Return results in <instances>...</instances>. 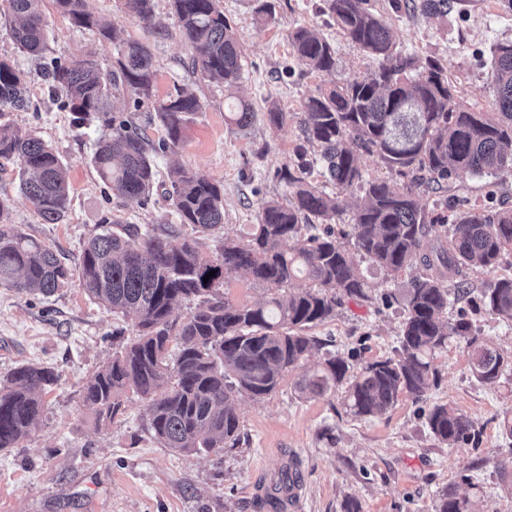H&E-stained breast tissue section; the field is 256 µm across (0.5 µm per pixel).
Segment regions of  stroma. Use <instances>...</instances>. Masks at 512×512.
<instances>
[{"instance_id":"stroma-1","label":"stroma","mask_w":512,"mask_h":512,"mask_svg":"<svg viewBox=\"0 0 512 512\" xmlns=\"http://www.w3.org/2000/svg\"><path fill=\"white\" fill-rule=\"evenodd\" d=\"M269 2L272 15L262 22L256 14L260 0H221L243 46L241 93L257 112L252 126L241 130L225 117L223 86L194 71L170 0H155L148 21L131 16L124 0H88L119 38L150 43L157 98L181 87L203 103L179 146L155 162L163 175L181 166L223 184L224 229L206 239L212 257L224 237L247 238L261 201L287 196L276 173L293 167L301 131L294 118L284 130L271 129L265 107L274 102L294 115L321 87L367 77L378 67L340 33L323 0ZM449 3L447 16L435 19L394 8L393 0H369V7L387 21L398 50L441 60L458 103L489 110L491 59L496 44L512 41V9L507 0ZM41 8L50 56L91 54L111 70L115 44L73 28L55 0H42ZM299 26L316 28L331 42L335 72L310 74L296 61L289 34ZM9 29L0 15V57L24 73L39 109L5 118L53 147L68 169L71 190L64 218L44 223L20 191L18 162L0 159V196L10 200L11 223L58 251L73 276L47 298L0 287V382L25 364L52 368L56 377L44 392L38 427L19 447L0 450V512H259L256 486L271 484L285 466L300 473L298 512H345L350 502L361 512H434L438 494L449 488L469 498L471 512H512V440L500 427L512 412V371L495 384L477 381L465 340H450L436 352L438 382L423 400L400 395L374 417L347 411L341 390L309 397L297 389V381L320 369L329 355L354 370L394 356L403 309L384 295L398 284L365 260L361 270L378 287L373 300L344 301L335 316L311 328L319 348L286 374L276 392L259 400L240 397L237 447L197 454L162 447L146 429L145 402L133 395L114 418L94 421L82 405V386L115 352L113 330L131 329L133 321L112 314L81 287L82 250L103 223L157 225L172 216L160 194L145 203L127 200L100 180L91 163L99 126H76L71 112L50 103L37 63L13 42ZM448 196L462 211L474 205L512 208V175L493 187L488 179L459 174L449 179ZM509 274L512 252L498 270H468L470 292L449 306L448 318H466L481 342L512 356V319L490 313L481 302L482 291ZM435 404L470 418L475 437L451 448L435 441L426 426Z\"/></svg>"}]
</instances>
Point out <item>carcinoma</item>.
Returning a JSON list of instances; mask_svg holds the SVG:
<instances>
[{
    "label": "carcinoma",
    "instance_id": "cac0c4a2",
    "mask_svg": "<svg viewBox=\"0 0 512 512\" xmlns=\"http://www.w3.org/2000/svg\"><path fill=\"white\" fill-rule=\"evenodd\" d=\"M14 19V41L27 53L47 50V21L40 0H4ZM61 13L79 30L94 31L102 41L116 40L115 31L89 9L87 0H56ZM126 10L148 20L154 0H125ZM179 30L192 52L193 68L232 92L243 75L241 42L224 16L220 0H171ZM430 17L448 14V0H421ZM325 11L360 50L379 59L378 69L362 80L320 90L300 109L303 144L296 148V168L279 173L292 200L271 199L259 209L245 242L224 239L212 260L196 237L171 242L173 225L122 224L89 238L80 257L81 283L114 312L130 314L135 336L82 387V400L96 420L113 418L129 390L147 402L148 430L165 448L186 453L222 452L239 438L237 395L261 399L280 385L286 372L317 348L307 330L333 316L343 300L370 298L372 285L336 238L332 221L337 198L308 180L307 145L321 148L324 176L341 190L360 188L364 201L350 224L357 251L395 278L419 266L422 272L402 289L405 318L397 355L348 374L336 356L323 369L299 382L309 396L344 387V401L356 416L388 410L406 392L422 399L436 383L432 358L452 338L466 341L473 373L486 384L497 382L509 362L471 334L461 317L448 313L449 286L468 290L466 270L493 271L512 250V209L448 210V201L431 209L421 206L424 192L448 189L457 173L498 177L512 175V42L495 46L490 70L495 99L489 111L459 105L441 61L406 55L396 49L385 19L365 7V0H326ZM290 45L308 72L336 70L332 44L315 29L295 28ZM154 57L143 41H127L118 50L116 67L102 72L95 59L54 58L46 70L51 93L79 122H99L103 134L92 165L99 178L118 195L146 201L154 190L170 202L179 225L199 233L222 228L224 185L207 175L177 168L168 181L158 178L154 156L177 147L200 98L179 90L154 102L155 116L166 136L152 144L133 121L109 116L112 90L122 86L138 104L150 99L155 81ZM30 106L25 75L0 58V108ZM229 121L249 127L253 105L233 97ZM290 113L273 103L265 110L277 130L288 126ZM364 153L395 174L368 179L358 165ZM0 158L20 165V189L42 220L55 224L67 210L70 183L55 150L31 132L0 122ZM10 204L0 197V285L19 292L50 296L68 284L69 266L45 244L8 221ZM440 228L437 244L423 251L426 236ZM303 238L295 252L288 241ZM231 269L271 290L263 303L237 305L221 293L224 271ZM215 276L203 281L209 272ZM312 286L284 293L300 276ZM483 305L512 318V275L496 279L482 295ZM198 306L181 319L179 306ZM53 381L43 367L24 365L9 385H0V450L16 448L35 430L44 410L42 394ZM429 432L449 447L471 437L472 421L436 404L428 412ZM435 512H469V500L453 489L443 491Z\"/></svg>",
    "mask_w": 512,
    "mask_h": 512
}]
</instances>
